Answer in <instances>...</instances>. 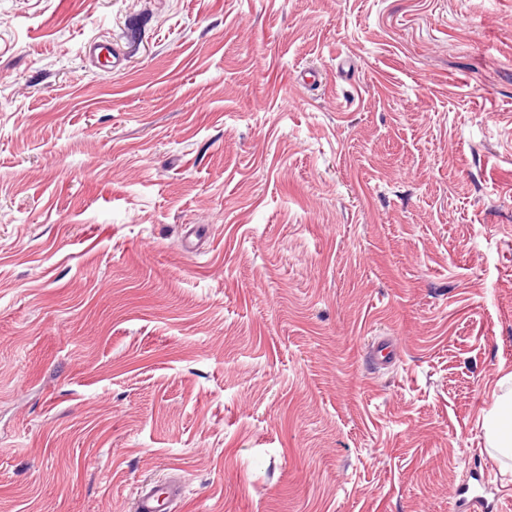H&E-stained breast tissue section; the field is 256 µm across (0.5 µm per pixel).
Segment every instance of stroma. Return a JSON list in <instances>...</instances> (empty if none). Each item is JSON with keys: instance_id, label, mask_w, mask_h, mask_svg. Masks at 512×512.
<instances>
[{"instance_id": "obj_1", "label": "stroma", "mask_w": 512, "mask_h": 512, "mask_svg": "<svg viewBox=\"0 0 512 512\" xmlns=\"http://www.w3.org/2000/svg\"><path fill=\"white\" fill-rule=\"evenodd\" d=\"M511 373L512 0H0V512H512ZM484 429L490 453L503 467L512 462V390L499 394L485 415ZM182 487L170 481L163 488L143 487L137 496V512H172L182 497ZM485 483L475 486H458L450 503V511L453 512H488L494 510V502H490L484 492Z\"/></svg>"}]
</instances>
